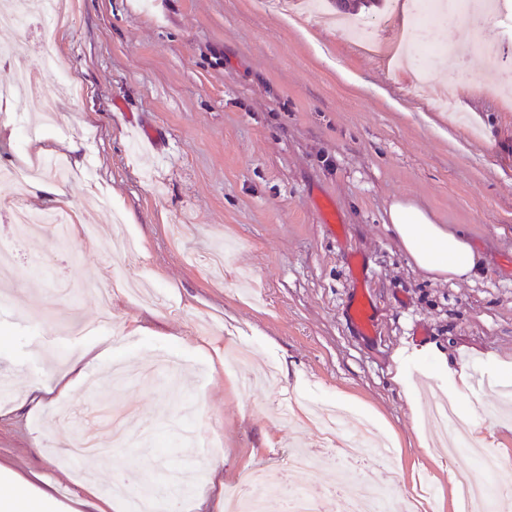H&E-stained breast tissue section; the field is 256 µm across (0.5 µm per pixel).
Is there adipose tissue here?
Instances as JSON below:
<instances>
[{
    "instance_id": "ef3b65f1",
    "label": "adipose tissue",
    "mask_w": 512,
    "mask_h": 512,
    "mask_svg": "<svg viewBox=\"0 0 512 512\" xmlns=\"http://www.w3.org/2000/svg\"><path fill=\"white\" fill-rule=\"evenodd\" d=\"M388 219L404 253L422 271L463 279L478 269L479 258L471 244L410 201H393ZM57 508L51 493L33 490L14 471L0 465V512H56Z\"/></svg>"
}]
</instances>
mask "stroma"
I'll use <instances>...</instances> for the list:
<instances>
[{"label":"stroma","mask_w":512,"mask_h":512,"mask_svg":"<svg viewBox=\"0 0 512 512\" xmlns=\"http://www.w3.org/2000/svg\"><path fill=\"white\" fill-rule=\"evenodd\" d=\"M56 2L68 22L53 33L37 16L0 28V46L29 45L0 61V87L18 66L36 74L58 118L43 142L81 146L80 162L59 157L61 187L94 233L59 248L28 237L0 277V376L16 381L0 400V465L69 512L87 483L160 487L204 453L189 491L160 505L224 512L225 486L299 448L317 462L293 484L335 481L322 421L280 414L317 402L341 407L347 438L389 440L392 460L363 475L376 487L394 471L401 512L424 480L437 512H456L449 469L473 470L481 446L512 458V414L490 433L479 412L512 398L497 370L512 361V99L498 84L512 29L482 19L486 49L462 83L418 52L396 66L348 34L292 25L283 0ZM409 2L365 12L384 47L410 25ZM33 124L23 102L0 110V168L26 165ZM396 199L466 237L479 271L416 268L388 222ZM87 351L97 360L56 403L94 411L110 454L71 462L72 433L42 423L27 390ZM443 357L485 375L465 389L473 447L451 459L409 374Z\"/></svg>","instance_id":"stroma-1"}]
</instances>
